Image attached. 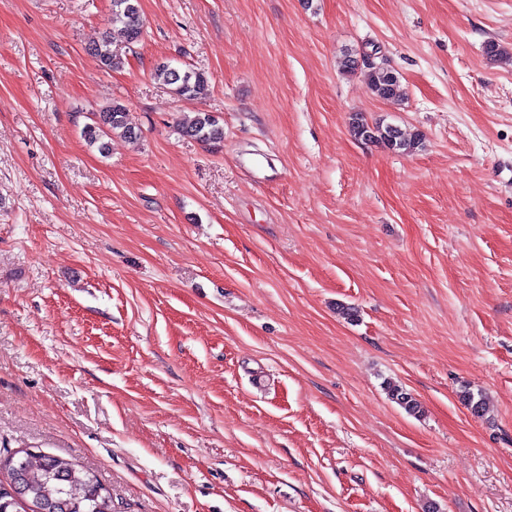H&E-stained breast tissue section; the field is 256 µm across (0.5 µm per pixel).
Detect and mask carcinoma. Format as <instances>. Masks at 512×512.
<instances>
[{"instance_id": "carcinoma-1", "label": "carcinoma", "mask_w": 512, "mask_h": 512, "mask_svg": "<svg viewBox=\"0 0 512 512\" xmlns=\"http://www.w3.org/2000/svg\"><path fill=\"white\" fill-rule=\"evenodd\" d=\"M110 30L100 40L87 48V53L104 70H112L122 65V57L116 48L120 42L130 47L140 42L143 24L138 0H112L109 18ZM157 74L172 87L179 97L197 98L209 90L211 76L198 69H178L169 64L157 67ZM367 80L375 96L388 101L399 100L400 79L392 70L383 66H370ZM354 136L365 141H381L396 150H415L421 145L418 134L410 140L398 135L397 127L380 123L371 127L359 115L352 117ZM183 135L202 142L217 143L224 137L223 126L209 112H198L181 123ZM119 132L128 137L136 136L126 120V109L118 101L93 113L92 123L83 129L85 140L99 144L106 149L103 139ZM387 390L408 413H420V406L413 397L396 384H388ZM5 467L9 481L0 482V512H112V498L108 491L88 473L75 468L72 463L42 453L22 452L6 458Z\"/></svg>"}]
</instances>
